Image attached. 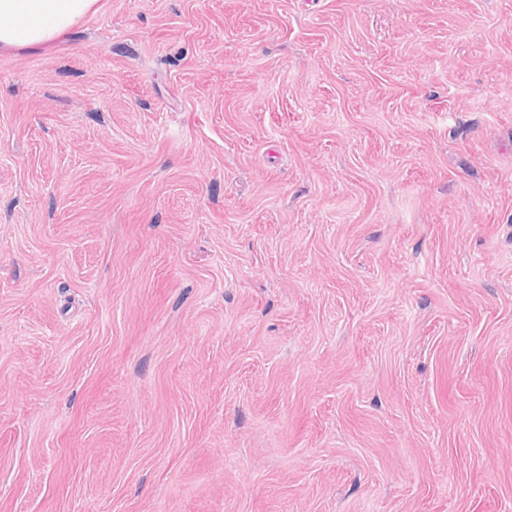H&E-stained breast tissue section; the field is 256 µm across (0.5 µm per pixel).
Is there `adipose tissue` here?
I'll return each instance as SVG.
<instances>
[{
  "instance_id": "adipose-tissue-1",
  "label": "adipose tissue",
  "mask_w": 512,
  "mask_h": 512,
  "mask_svg": "<svg viewBox=\"0 0 512 512\" xmlns=\"http://www.w3.org/2000/svg\"><path fill=\"white\" fill-rule=\"evenodd\" d=\"M95 0H0V47L53 42L75 27Z\"/></svg>"
}]
</instances>
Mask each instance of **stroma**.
Instances as JSON below:
<instances>
[{"label": "stroma", "mask_w": 512, "mask_h": 512, "mask_svg": "<svg viewBox=\"0 0 512 512\" xmlns=\"http://www.w3.org/2000/svg\"><path fill=\"white\" fill-rule=\"evenodd\" d=\"M0 512H512V0L0 49Z\"/></svg>", "instance_id": "1"}]
</instances>
